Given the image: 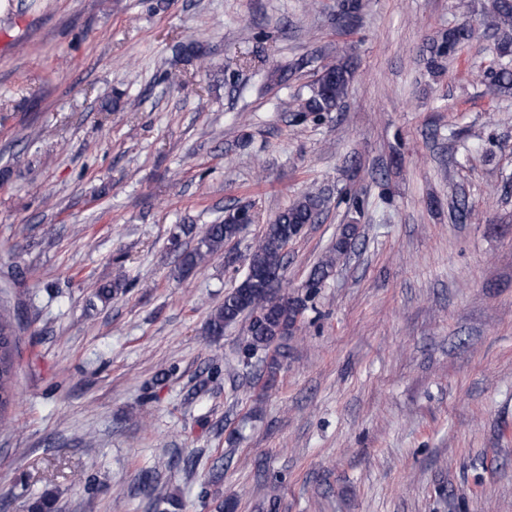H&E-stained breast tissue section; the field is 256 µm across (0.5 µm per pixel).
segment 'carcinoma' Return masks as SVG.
<instances>
[{
    "instance_id": "cac0c4a2",
    "label": "carcinoma",
    "mask_w": 512,
    "mask_h": 512,
    "mask_svg": "<svg viewBox=\"0 0 512 512\" xmlns=\"http://www.w3.org/2000/svg\"><path fill=\"white\" fill-rule=\"evenodd\" d=\"M482 23L497 36L494 67L483 72L484 81L493 93L512 91V0H489ZM476 28L464 22L444 31L432 41L427 59L432 73L444 70L445 62L456 55L459 48L471 41ZM353 63L347 51H342L314 72L307 85L305 97L296 108L299 119L320 118L337 112L343 106L353 79ZM326 206L323 192H308L265 225L261 236L247 254L243 278L218 305L207 321L204 335L219 337L224 329L237 323L242 316L249 319L248 336L241 350L244 363L270 349L299 328L305 303L319 293L333 274L339 261L354 247L357 226L346 224L332 248L312 267L302 284L305 297L292 298L279 293L283 287L287 244L309 224L315 223ZM193 232V225L178 224L168 239L169 249L180 258L179 274L188 275L206 266L213 256L224 251V246L240 234V225L224 221L208 225L194 247H183L182 237ZM19 354L17 325L11 309L0 306V425L7 423V413L15 402L16 362Z\"/></svg>"
}]
</instances>
